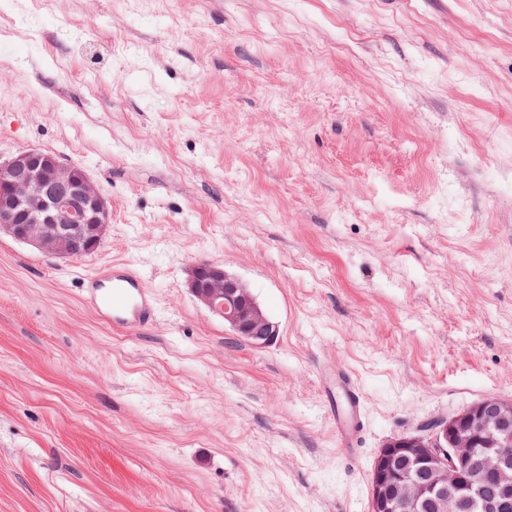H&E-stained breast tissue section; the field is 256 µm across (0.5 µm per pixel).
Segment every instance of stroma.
Wrapping results in <instances>:
<instances>
[{
  "label": "stroma",
  "instance_id": "1",
  "mask_svg": "<svg viewBox=\"0 0 512 512\" xmlns=\"http://www.w3.org/2000/svg\"><path fill=\"white\" fill-rule=\"evenodd\" d=\"M26 148L112 221L84 257L0 234V512H367L387 440L512 396V0H0V161ZM113 262L150 327L87 304ZM191 293L214 313L224 318L234 335L255 347L276 341L279 326L262 309L251 290L223 268L199 263L189 271ZM336 388L350 411L351 421L341 422L339 430L344 448H354L363 429L361 418V390L348 372L336 377Z\"/></svg>",
  "mask_w": 512,
  "mask_h": 512
}]
</instances>
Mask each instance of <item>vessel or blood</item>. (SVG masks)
<instances>
[{
	"instance_id": "vessel-or-blood-1",
	"label": "vessel or blood",
	"mask_w": 512,
	"mask_h": 512,
	"mask_svg": "<svg viewBox=\"0 0 512 512\" xmlns=\"http://www.w3.org/2000/svg\"><path fill=\"white\" fill-rule=\"evenodd\" d=\"M86 283L89 304L112 327L134 330L148 324L156 314L153 298L141 277L124 266L101 269ZM336 387L351 415L350 421L339 427L341 441L344 447L351 448L363 429L361 390L346 372L337 376Z\"/></svg>"
}]
</instances>
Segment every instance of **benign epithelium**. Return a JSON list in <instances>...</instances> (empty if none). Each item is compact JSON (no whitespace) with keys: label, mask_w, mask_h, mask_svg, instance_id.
Returning a JSON list of instances; mask_svg holds the SVG:
<instances>
[{"label":"benign epithelium","mask_w":512,"mask_h":512,"mask_svg":"<svg viewBox=\"0 0 512 512\" xmlns=\"http://www.w3.org/2000/svg\"><path fill=\"white\" fill-rule=\"evenodd\" d=\"M111 214L91 177L40 148L0 163V232L42 252H93ZM191 293L255 347L279 326L251 290L223 268L199 263ZM369 512H512V397L489 395L466 409L385 442L369 474Z\"/></svg>","instance_id":"7a95c632"}]
</instances>
